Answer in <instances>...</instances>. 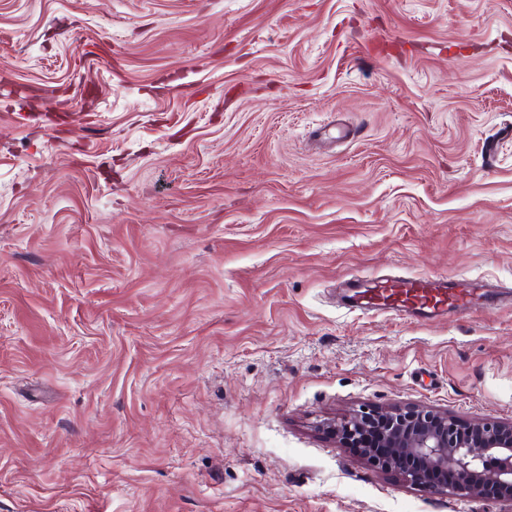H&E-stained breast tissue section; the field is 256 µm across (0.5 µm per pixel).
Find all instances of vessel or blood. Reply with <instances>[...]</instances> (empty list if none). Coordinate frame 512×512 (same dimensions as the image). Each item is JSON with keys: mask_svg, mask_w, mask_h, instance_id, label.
I'll use <instances>...</instances> for the list:
<instances>
[{"mask_svg": "<svg viewBox=\"0 0 512 512\" xmlns=\"http://www.w3.org/2000/svg\"><path fill=\"white\" fill-rule=\"evenodd\" d=\"M490 291L464 287L444 277H398L372 281L354 294L357 306L369 311L382 308L416 320L437 317L449 306L480 307L491 299Z\"/></svg>", "mask_w": 512, "mask_h": 512, "instance_id": "1", "label": "vessel or blood"}]
</instances>
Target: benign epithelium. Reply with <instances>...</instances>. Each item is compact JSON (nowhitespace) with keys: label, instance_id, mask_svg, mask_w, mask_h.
I'll return each instance as SVG.
<instances>
[{"label":"benign epithelium","instance_id":"7a95c632","mask_svg":"<svg viewBox=\"0 0 512 512\" xmlns=\"http://www.w3.org/2000/svg\"><path fill=\"white\" fill-rule=\"evenodd\" d=\"M327 432L360 449L379 472H394L430 495L492 497L512 504V422L465 423L416 406L364 407Z\"/></svg>","mask_w":512,"mask_h":512}]
</instances>
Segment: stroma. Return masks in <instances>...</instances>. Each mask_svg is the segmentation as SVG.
I'll return each instance as SVG.
<instances>
[{"label":"stroma","instance_id":"35a3bbf8","mask_svg":"<svg viewBox=\"0 0 512 512\" xmlns=\"http://www.w3.org/2000/svg\"><path fill=\"white\" fill-rule=\"evenodd\" d=\"M52 89L49 97L41 89ZM512 0H0V512H512L324 429L512 422ZM492 297L488 290L464 288V284L448 281L447 277L373 280L370 288H362L354 294L357 306L367 311L385 308L415 320L433 319L452 305L481 307Z\"/></svg>","mask_w":512,"mask_h":512}]
</instances>
